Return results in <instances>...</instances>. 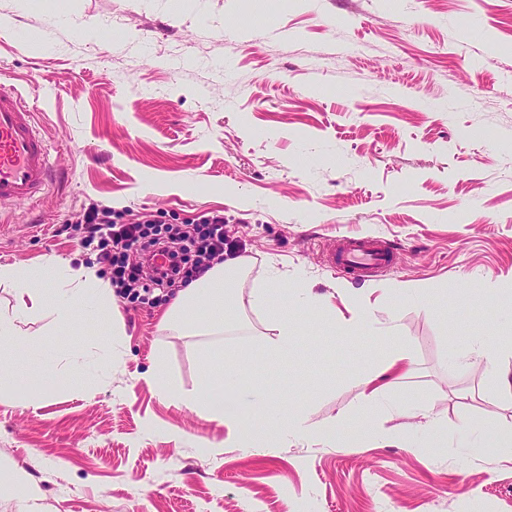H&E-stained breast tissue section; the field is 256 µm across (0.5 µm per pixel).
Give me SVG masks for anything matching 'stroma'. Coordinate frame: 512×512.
I'll return each instance as SVG.
<instances>
[{"label": "stroma", "instance_id": "stroma-1", "mask_svg": "<svg viewBox=\"0 0 512 512\" xmlns=\"http://www.w3.org/2000/svg\"><path fill=\"white\" fill-rule=\"evenodd\" d=\"M44 2L0 0V77L38 95L51 147L40 198L0 209V265L91 264L72 224L93 204L122 223L223 212L249 261L224 327L246 368L225 385L207 336L164 328L165 292L87 299L71 329L25 321L27 350L0 344V473L38 493L0 484V512H512V392L460 363L467 337H512V0H63L62 23ZM354 233L393 246L387 272L332 267ZM273 277L347 318L395 290L355 338L293 310L297 346L268 364L249 294ZM399 336L406 374L384 369ZM159 360L223 400L239 439L151 383ZM262 388L357 440L265 442ZM433 420L423 450L371 435Z\"/></svg>", "mask_w": 512, "mask_h": 512}]
</instances>
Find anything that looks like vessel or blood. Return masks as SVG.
I'll return each mask as SVG.
<instances>
[{
    "label": "vessel or blood",
    "mask_w": 512,
    "mask_h": 512,
    "mask_svg": "<svg viewBox=\"0 0 512 512\" xmlns=\"http://www.w3.org/2000/svg\"><path fill=\"white\" fill-rule=\"evenodd\" d=\"M39 109L13 83L0 80V205L35 202L50 174V147L38 121ZM391 247L357 236L338 239L332 263L365 277L389 266Z\"/></svg>",
    "instance_id": "1"
}]
</instances>
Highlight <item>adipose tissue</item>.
I'll use <instances>...</instances> for the list:
<instances>
[{"label": "adipose tissue", "mask_w": 512, "mask_h": 512, "mask_svg": "<svg viewBox=\"0 0 512 512\" xmlns=\"http://www.w3.org/2000/svg\"><path fill=\"white\" fill-rule=\"evenodd\" d=\"M246 271L245 259L231 258L215 264L202 277L188 282L170 306L166 318L168 326L196 329L201 326L199 317L202 311L217 312V319L206 327L208 335L217 339L209 351L216 356L223 355L224 344L219 337L224 333V321L220 314L227 309L229 285ZM0 284L10 285L17 300L13 313H0V342L16 338L20 322L30 316L46 314L51 316L56 327L71 328L78 322L81 303L87 295H95L105 306L113 300L108 282L99 278L94 268L85 266L76 269L67 267L60 272L46 268L0 266ZM284 294V289L278 288L273 282L251 292L252 307L264 312L268 319L269 335L262 345V351L270 357L286 355L297 339L298 330L288 313L289 306L306 307L314 300L307 288L299 289L289 305L280 301ZM151 380L171 399L189 407L204 406L209 418L224 422L229 429H236L234 418L224 413L223 401L210 398L207 391L184 392L168 380L164 369L159 366L153 369ZM255 409L262 419L264 435L270 439L288 434L304 439L332 440L342 428L341 418L317 423L301 409L290 413L288 418H279L270 412L268 395L264 392L258 395Z\"/></svg>", "instance_id": "adipose-tissue-1"}]
</instances>
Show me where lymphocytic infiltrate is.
Here are the masks:
<instances>
[{"mask_svg": "<svg viewBox=\"0 0 512 512\" xmlns=\"http://www.w3.org/2000/svg\"><path fill=\"white\" fill-rule=\"evenodd\" d=\"M86 242L97 243L99 261L112 271L119 294L144 293L176 287L181 277L205 274L224 253V216L204 215L195 224H164L143 218L128 224L99 220L95 210L84 211L75 224ZM138 262H131V255Z\"/></svg>", "mask_w": 512, "mask_h": 512, "instance_id": "lymphocytic-infiltrate-1", "label": "lymphocytic infiltrate"}]
</instances>
